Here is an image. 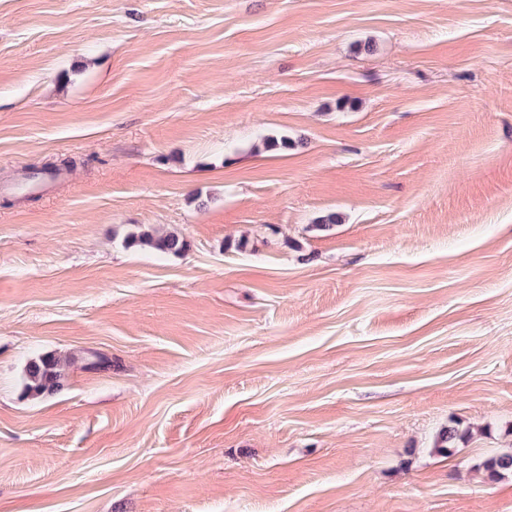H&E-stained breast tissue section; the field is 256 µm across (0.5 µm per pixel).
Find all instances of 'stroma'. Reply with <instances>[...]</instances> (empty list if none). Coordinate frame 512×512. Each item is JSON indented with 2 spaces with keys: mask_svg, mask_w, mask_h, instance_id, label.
Returning a JSON list of instances; mask_svg holds the SVG:
<instances>
[{
  "mask_svg": "<svg viewBox=\"0 0 512 512\" xmlns=\"http://www.w3.org/2000/svg\"><path fill=\"white\" fill-rule=\"evenodd\" d=\"M505 450L512 0H0V512H512ZM132 244L148 247L161 253L180 254L187 249L186 240L175 232L157 234L153 230H144L132 239ZM71 361L47 354L33 360L27 368L26 392L34 398L47 397L64 389L66 367ZM467 431L460 430L456 425L442 428L436 436L434 448L438 453L448 454L450 448L465 440ZM477 468L483 471L488 479L506 475L508 472H512V451L489 456L482 460Z\"/></svg>",
  "mask_w": 512,
  "mask_h": 512,
  "instance_id": "stroma-1",
  "label": "stroma"
}]
</instances>
